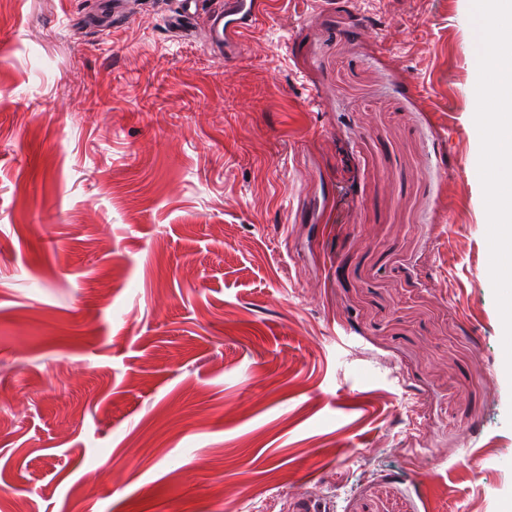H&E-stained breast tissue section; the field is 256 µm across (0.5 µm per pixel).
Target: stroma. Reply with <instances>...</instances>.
I'll return each mask as SVG.
<instances>
[{"instance_id":"35a3bbf8","label":"stroma","mask_w":512,"mask_h":512,"mask_svg":"<svg viewBox=\"0 0 512 512\" xmlns=\"http://www.w3.org/2000/svg\"><path fill=\"white\" fill-rule=\"evenodd\" d=\"M0 0V512H512L471 0ZM266 0H224L211 19L212 41L224 43L227 58L235 57L244 46L242 37L266 16Z\"/></svg>"}]
</instances>
